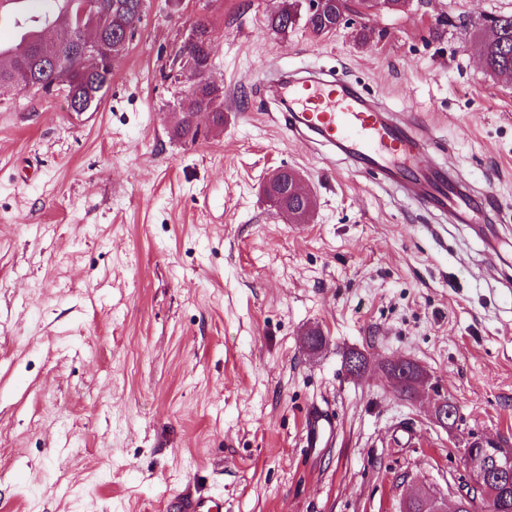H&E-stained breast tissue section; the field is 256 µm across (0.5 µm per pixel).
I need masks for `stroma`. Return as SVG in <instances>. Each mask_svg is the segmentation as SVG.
<instances>
[{
	"instance_id": "stroma-1",
	"label": "stroma",
	"mask_w": 512,
	"mask_h": 512,
	"mask_svg": "<svg viewBox=\"0 0 512 512\" xmlns=\"http://www.w3.org/2000/svg\"><path fill=\"white\" fill-rule=\"evenodd\" d=\"M278 2L150 0L96 111L0 103V512H176L179 494L399 512L422 486L454 501L472 436L512 442V76L471 42L512 0H348L320 38L274 34ZM201 16L228 120L187 143L173 57ZM267 62L336 67L427 115L436 162L488 197L494 237L288 140L266 119L281 109ZM273 168L312 192L305 224L265 202ZM314 327L327 343L311 353ZM401 359L426 375L411 399L384 372ZM442 397L461 416L448 429ZM314 407L338 423L324 448L302 439Z\"/></svg>"
}]
</instances>
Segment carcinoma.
<instances>
[{
	"label": "carcinoma",
	"mask_w": 512,
	"mask_h": 512,
	"mask_svg": "<svg viewBox=\"0 0 512 512\" xmlns=\"http://www.w3.org/2000/svg\"><path fill=\"white\" fill-rule=\"evenodd\" d=\"M24 9L14 20L23 31H37V40L21 54H12L0 46V101L26 94L64 97L69 112H93L101 104L112 68L123 56L146 14L143 0H101L105 7L98 21L99 36L106 52L95 70L82 64L76 46L83 36L69 29V0H21ZM320 9L307 10L302 0H291L268 17L269 29L280 35L298 24L315 37L340 27L346 16V0H320ZM491 35L477 36L478 53L486 68L494 74H512V14L491 20ZM215 49L213 30L205 18L193 24L178 55L188 65L184 76L189 83L188 102L181 108L172 134L178 139L195 141L196 114L207 112L212 125L224 128V88L209 78ZM299 174L282 169L278 178L262 188L272 206L288 213L294 224H301L313 207V199L299 196L294 186ZM464 512H512V483L493 485L486 494Z\"/></svg>",
	"instance_id": "carcinoma-1"
}]
</instances>
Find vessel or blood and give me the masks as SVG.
I'll return each instance as SVG.
<instances>
[{"instance_id": "b4317fda", "label": "vessel or blood", "mask_w": 512, "mask_h": 512, "mask_svg": "<svg viewBox=\"0 0 512 512\" xmlns=\"http://www.w3.org/2000/svg\"><path fill=\"white\" fill-rule=\"evenodd\" d=\"M262 81L282 106L276 119L289 139L318 141L340 150L358 168L378 171L384 187L435 208L451 222L469 223L479 216L477 199L468 187L432 166L431 126L420 113L391 118L339 70L300 75L268 64ZM336 426L333 416L313 410L306 422V444L332 436Z\"/></svg>"}]
</instances>
